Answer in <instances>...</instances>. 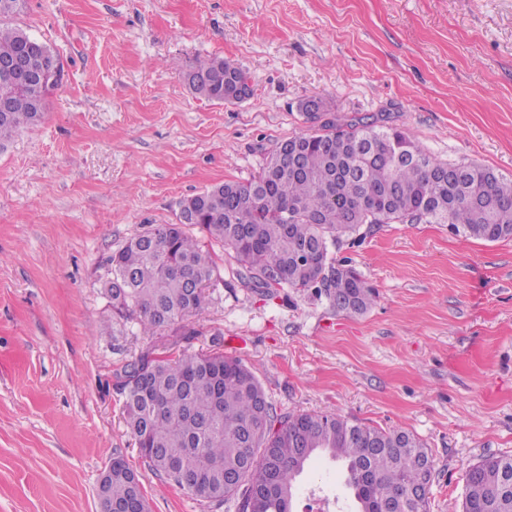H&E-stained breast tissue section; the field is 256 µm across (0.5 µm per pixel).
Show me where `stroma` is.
Wrapping results in <instances>:
<instances>
[{"instance_id":"35a3bbf8","label":"stroma","mask_w":512,"mask_h":512,"mask_svg":"<svg viewBox=\"0 0 512 512\" xmlns=\"http://www.w3.org/2000/svg\"><path fill=\"white\" fill-rule=\"evenodd\" d=\"M12 23L63 76L0 150V512H99L116 455L143 474L150 512H227L148 473L126 428L117 376L173 331L104 328L109 256L314 133L311 98L512 177V0H27ZM209 56L246 72L249 99L191 93L185 76ZM208 251L217 271L180 352L239 358L279 414L417 435L434 462L429 512H462L467 468L512 455V239L363 225L332 249L377 292L355 317L311 290L265 295L229 250ZM314 485L341 487L335 462L305 470L296 512Z\"/></svg>"}]
</instances>
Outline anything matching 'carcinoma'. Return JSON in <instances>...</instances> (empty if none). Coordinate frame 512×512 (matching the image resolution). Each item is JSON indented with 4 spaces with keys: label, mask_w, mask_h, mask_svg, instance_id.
<instances>
[{
    "label": "carcinoma",
    "mask_w": 512,
    "mask_h": 512,
    "mask_svg": "<svg viewBox=\"0 0 512 512\" xmlns=\"http://www.w3.org/2000/svg\"><path fill=\"white\" fill-rule=\"evenodd\" d=\"M26 0H0V60L31 52L42 72L62 71L58 55L9 26ZM190 91L225 103L246 73L220 57L198 60ZM49 89L0 74V148L38 122ZM258 179L215 184L178 202L176 224L137 234L109 258L104 288L112 323L137 321L144 334L176 325L206 304L215 267L184 226L223 243L255 286L312 290L349 316L375 303L374 288L339 262L331 247L364 224L424 220L495 242L512 239V178L476 162H443L409 133L379 119L332 120L285 141ZM202 286L195 293L189 284ZM126 425L149 472L238 512H295L298 477L316 456L340 463L355 512H428L433 465L425 444L335 413L280 416L255 374L222 352L175 357L151 350L117 376ZM144 476L120 456L99 495L114 505L138 497ZM462 512H512V455L487 456L463 478Z\"/></svg>",
    "instance_id": "carcinoma-1"
}]
</instances>
